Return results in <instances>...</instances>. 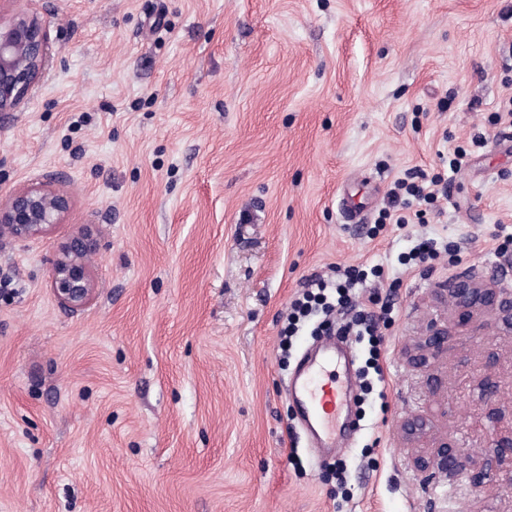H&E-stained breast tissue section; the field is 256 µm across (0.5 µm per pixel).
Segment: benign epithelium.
Returning a JSON list of instances; mask_svg holds the SVG:
<instances>
[{"label": "benign epithelium", "mask_w": 512, "mask_h": 512, "mask_svg": "<svg viewBox=\"0 0 512 512\" xmlns=\"http://www.w3.org/2000/svg\"><path fill=\"white\" fill-rule=\"evenodd\" d=\"M46 47V35L36 17L21 15L6 24L0 22V112L16 108L38 80ZM69 207L67 194L49 185L18 189L0 205V238L25 241L42 237L60 223ZM97 249L94 235L79 232L68 240L53 264L50 282L54 295L71 311L85 309L93 299L95 281L87 259ZM437 292L448 295L458 314V322L473 335L488 329V322L481 319L484 313L497 311L512 321V289L494 281L473 275L459 276L448 280L445 288ZM449 346L448 327L432 323L406 355L412 363L424 364L447 354ZM427 428L424 419L408 418L404 421L406 440L415 442ZM414 463L429 479L443 474L451 480L464 479L473 487L481 486L491 471V462H481L446 442L438 443L427 455L415 457Z\"/></svg>", "instance_id": "obj_1"}]
</instances>
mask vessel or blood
<instances>
[{
    "instance_id": "b4317fda",
    "label": "vessel or blood",
    "mask_w": 512,
    "mask_h": 512,
    "mask_svg": "<svg viewBox=\"0 0 512 512\" xmlns=\"http://www.w3.org/2000/svg\"><path fill=\"white\" fill-rule=\"evenodd\" d=\"M351 364L346 350L325 343L303 362L289 389L302 421L320 447L340 444L337 420L347 401L348 386L339 371Z\"/></svg>"
}]
</instances>
